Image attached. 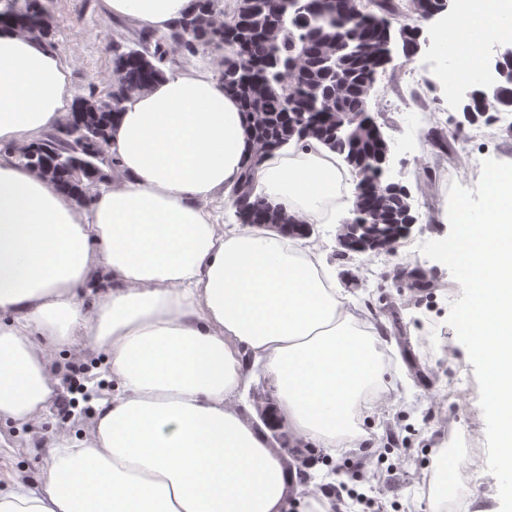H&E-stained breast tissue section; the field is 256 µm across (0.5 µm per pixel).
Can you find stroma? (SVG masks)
Masks as SVG:
<instances>
[{
    "label": "stroma",
    "mask_w": 512,
    "mask_h": 512,
    "mask_svg": "<svg viewBox=\"0 0 512 512\" xmlns=\"http://www.w3.org/2000/svg\"><path fill=\"white\" fill-rule=\"evenodd\" d=\"M43 3L50 22L47 42L70 69L68 99H108L114 83L112 48L134 46L139 27L109 15L103 0ZM439 33L427 23L429 47L395 57L380 74L368 106L392 148L389 175L411 194L415 224L410 233L391 253H342L337 234L340 223L353 216L349 205L337 208L335 223L316 225L314 231L337 283L371 308L382 331L383 378L392 400L364 413L360 447L327 455L312 473L321 478L336 470L332 486L357 487L370 497L371 512H431L432 464L441 448L451 449L458 461L451 512H499L500 506L497 480L486 469L485 420L474 367L446 322L461 287L446 266L426 258L418 246L448 234L450 184L472 189L481 175L472 156L512 163V136L500 123L489 129L481 148L457 137L460 113L449 111L445 91L428 80L429 74L456 64V48L442 43ZM412 269L424 274L427 288L406 278ZM94 416V401L82 399L68 421L48 415L32 430L0 422V434L11 446L0 455V477L17 472L37 479L54 435L63 429L84 435Z\"/></svg>",
    "instance_id": "obj_1"
}]
</instances>
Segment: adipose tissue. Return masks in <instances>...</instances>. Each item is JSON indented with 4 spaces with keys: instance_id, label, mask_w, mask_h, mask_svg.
Returning a JSON list of instances; mask_svg holds the SVG:
<instances>
[{
    "instance_id": "obj_1",
    "label": "adipose tissue",
    "mask_w": 512,
    "mask_h": 512,
    "mask_svg": "<svg viewBox=\"0 0 512 512\" xmlns=\"http://www.w3.org/2000/svg\"><path fill=\"white\" fill-rule=\"evenodd\" d=\"M190 0H104L165 31ZM69 70L27 32L0 28V144L24 149L68 119ZM118 165L83 206L0 154V421L37 424L62 391L52 349L106 356L91 430L59 432L35 481L11 477L0 512H286L298 480L271 446H354L362 396L380 401L377 330L337 288L311 235L221 224L256 151L213 74L164 72L110 129ZM356 173L320 140L264 154L254 197L327 224ZM263 368L275 400L237 397Z\"/></svg>"
}]
</instances>
